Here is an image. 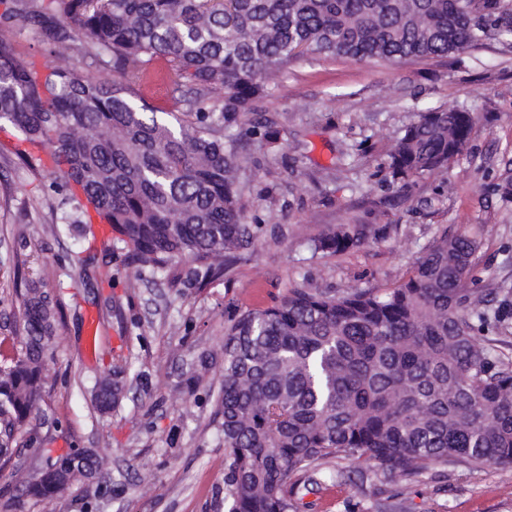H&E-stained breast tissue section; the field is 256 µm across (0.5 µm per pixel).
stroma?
I'll list each match as a JSON object with an SVG mask.
<instances>
[{
	"instance_id": "35a3bbf8",
	"label": "stroma",
	"mask_w": 512,
	"mask_h": 512,
	"mask_svg": "<svg viewBox=\"0 0 512 512\" xmlns=\"http://www.w3.org/2000/svg\"><path fill=\"white\" fill-rule=\"evenodd\" d=\"M0 37L37 68L75 64L113 76L111 66L76 51H46L40 35L17 26L0 27ZM266 85L255 110L273 121L278 140H248L252 163L241 176L258 239L203 288L186 275L173 284L153 276L121 250L79 270L87 245L78 233L41 232L56 199L49 178L0 154V339L18 313L17 279L34 271L54 296L60 336L47 360L38 442L0 469V512H226L219 373L201 372V383H192L200 356L220 349L233 315L272 305L291 285L333 293L393 285L450 226L481 234L472 288L499 316L488 338L512 356V202L496 192L512 182V40L402 63L298 58ZM429 109L471 112L473 128L447 174L405 190L385 177L387 152ZM339 224H368L381 238L336 255L313 253L311 239ZM95 331L110 358L91 350ZM114 366L126 371L127 394L102 415L91 394ZM69 448L97 449L107 461L104 483L77 484L50 502L23 495L32 469ZM377 488L373 479L322 480L305 497L308 512H372ZM392 489L408 512H512V468L437 466Z\"/></svg>"
}]
</instances>
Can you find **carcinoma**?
I'll use <instances>...</instances> for the list:
<instances>
[{
    "label": "carcinoma",
    "mask_w": 512,
    "mask_h": 512,
    "mask_svg": "<svg viewBox=\"0 0 512 512\" xmlns=\"http://www.w3.org/2000/svg\"><path fill=\"white\" fill-rule=\"evenodd\" d=\"M31 0L0 22L36 29L85 57L110 58L116 77L72 66L40 75L0 38V122L17 132L0 146L33 175L50 171L57 204L45 230L92 237L90 249L127 250L131 262L171 280L190 265L205 286L254 247L240 201L248 168L233 129L273 144L270 122L253 121L264 78L293 58L409 61L441 58L490 35L512 37V9L483 0ZM163 61L175 89L194 86L192 119L173 126L142 90ZM470 113L421 112L389 151L393 183L445 173L464 149ZM341 225L311 240L336 254L377 236ZM479 232L461 227L429 243L388 288L330 295L295 286L277 304L247 311L224 329L218 412L224 434L228 512H302L299 487L332 459L365 462L376 479L417 481L431 465H512V358L478 335L489 324L468 283ZM18 319L0 341V466L33 441L45 397L46 357L56 342V307L37 276L16 292ZM115 367L95 385L106 414L125 397ZM46 458L64 475L48 500L105 460Z\"/></svg>",
    "instance_id": "obj_1"
}]
</instances>
